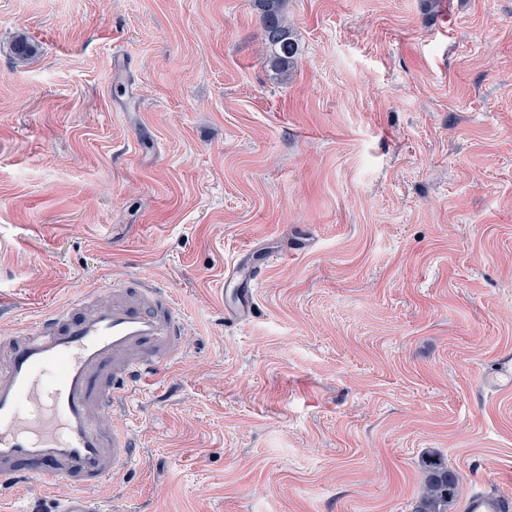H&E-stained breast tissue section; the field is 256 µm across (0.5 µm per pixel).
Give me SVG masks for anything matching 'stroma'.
<instances>
[{
    "label": "stroma",
    "instance_id": "1",
    "mask_svg": "<svg viewBox=\"0 0 512 512\" xmlns=\"http://www.w3.org/2000/svg\"><path fill=\"white\" fill-rule=\"evenodd\" d=\"M287 12L283 81L254 0H0V331L138 274L184 309L111 512H415L431 451L447 512L512 498V0ZM508 498L501 497L495 492L479 489L473 492L464 504V512H504L510 510Z\"/></svg>",
    "mask_w": 512,
    "mask_h": 512
}]
</instances>
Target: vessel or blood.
Masks as SVG:
<instances>
[{
	"label": "vessel or blood",
	"instance_id": "obj_1",
	"mask_svg": "<svg viewBox=\"0 0 512 512\" xmlns=\"http://www.w3.org/2000/svg\"><path fill=\"white\" fill-rule=\"evenodd\" d=\"M111 300L81 295L46 308L22 331L0 332V502L21 482L75 490L54 512H105L95 495L135 459L116 400L173 364L183 316L167 288L130 276ZM512 501L480 489L463 512H507Z\"/></svg>",
	"mask_w": 512,
	"mask_h": 512
}]
</instances>
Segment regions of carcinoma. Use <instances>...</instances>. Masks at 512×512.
Here are the masks:
<instances>
[{"mask_svg":"<svg viewBox=\"0 0 512 512\" xmlns=\"http://www.w3.org/2000/svg\"><path fill=\"white\" fill-rule=\"evenodd\" d=\"M270 49L267 63L281 78L288 76L297 63L298 44L286 13L287 0H255ZM425 479L420 487L416 512H447L457 496L460 476L448 468L444 459L430 453L422 460Z\"/></svg>","mask_w":512,"mask_h":512,"instance_id":"cac0c4a2","label":"carcinoma"}]
</instances>
